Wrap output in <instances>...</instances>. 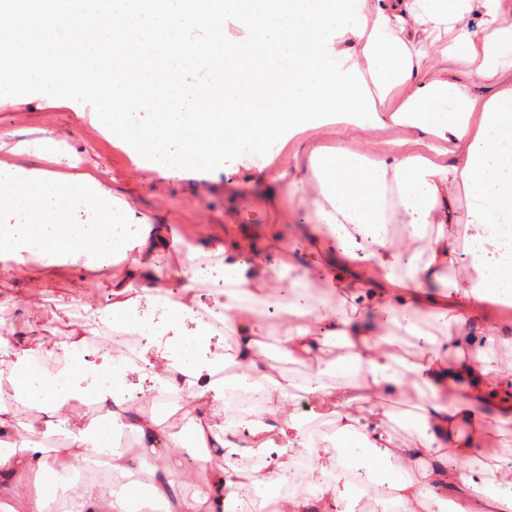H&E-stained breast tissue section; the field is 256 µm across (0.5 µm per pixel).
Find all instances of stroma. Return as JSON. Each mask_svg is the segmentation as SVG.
Listing matches in <instances>:
<instances>
[{
    "instance_id": "stroma-1",
    "label": "stroma",
    "mask_w": 512,
    "mask_h": 512,
    "mask_svg": "<svg viewBox=\"0 0 512 512\" xmlns=\"http://www.w3.org/2000/svg\"><path fill=\"white\" fill-rule=\"evenodd\" d=\"M426 46L431 67L447 69L464 83L477 82L487 96L501 86V78L475 81L473 65L442 57L441 42L431 38ZM94 110L92 100L52 101L33 86L0 98V137L29 146L18 156L0 152V162L49 167L64 174H95L113 196L158 224L162 240L155 249L157 260L181 258L195 270L193 287L200 306L211 305L214 282L224 274L216 250L241 239L252 246L246 261L275 287L280 302L265 312L267 332L288 327L284 308L289 304L303 302L313 308L331 304L325 266L336 251V240L311 238L303 231L304 225L317 221L313 185L273 184L265 178L271 168L291 164L290 151H280L268 165L257 164L251 155L242 159L229 153L223 168L208 175L164 177L139 168L119 135L100 131L90 117ZM406 136L405 128L391 123L366 133L339 132L330 126L308 134L312 146L342 145L356 153ZM45 138L51 141L49 159L38 147ZM291 257L306 273L305 287H298L296 277H279L281 264ZM125 275L122 266L87 275L81 266L71 264L37 266L22 278L0 275V325L10 328L15 349L69 344L82 312L81 301L105 298L113 280Z\"/></svg>"
}]
</instances>
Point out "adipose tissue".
<instances>
[{"mask_svg": "<svg viewBox=\"0 0 512 512\" xmlns=\"http://www.w3.org/2000/svg\"><path fill=\"white\" fill-rule=\"evenodd\" d=\"M484 9L490 36L479 46L455 38L450 54L492 78L512 56V19L500 14L499 0H484ZM469 11L470 0H422L413 19L419 30L442 34L462 26ZM230 21L243 38L226 40ZM190 29L203 40L188 41ZM425 57L421 41L400 37L391 15L365 11L364 0H0V97L34 85L56 101L93 98V121L120 132L149 172L207 173L223 166L225 150L298 147L305 132L326 125L365 131L389 121L409 133L405 149L360 155L343 146L314 148L295 165L315 186L317 214L340 242L332 269L345 306L323 333L308 324L305 310L290 309L293 323L278 338L282 354L312 370L303 418L287 406L292 381L272 376L271 354L254 336L240 333L241 373L226 378L223 348L201 356L204 333L175 332L174 320L190 308L161 293L170 271L150 260L159 229L146 216L126 211L131 232L113 236L112 195L93 174L0 163V210L16 218L0 224V273L23 277L34 262L95 268L118 260L128 267L106 303H83L71 331L73 357L55 374L41 373L29 350L18 353L15 389L36 401L46 428L62 430L63 439L53 455L23 442L17 452L1 453L0 476H58L63 462L94 451L130 479L161 434L166 447L200 438L228 457L265 453L277 443L304 448L326 475L330 449L307 439L309 422L326 417L346 463L368 467L378 453L399 512H431L441 467L451 460L463 464L452 512H512V458L486 452L512 424V365L499 359L503 329L477 308L490 301L512 309V82L487 97L438 73L414 80ZM196 67L215 77L190 93L183 77ZM142 108L156 114L154 127L137 124ZM458 189L467 200L461 215L453 209ZM80 206L100 213L102 223H74L71 211ZM394 220L397 238L388 234ZM461 254L463 295H430ZM222 262L234 285L222 310H242L263 295L257 273L235 250ZM137 288L161 309L160 323L135 317ZM383 305L394 313L388 330L363 319ZM423 311L434 313L437 332L412 322ZM111 324L127 332V353L89 352L87 334ZM147 367L159 390L184 386L193 425L189 434L167 435L156 414L130 415L138 446L132 454L113 443L111 425L134 400L128 380ZM332 375L340 384H324ZM91 378L99 382L93 391ZM247 382L267 388L272 423L239 418L225 406V390ZM412 392L420 427L401 442L388 407ZM89 396L97 404L94 427L76 421L61 429L64 407ZM270 481L255 469L205 471L194 492L180 495L177 512H213L243 489L261 495ZM63 506L101 512L96 484L63 500L39 492L21 503L22 512Z\"/></svg>", "mask_w": 512, "mask_h": 512, "instance_id": "obj_1", "label": "adipose tissue"}]
</instances>
